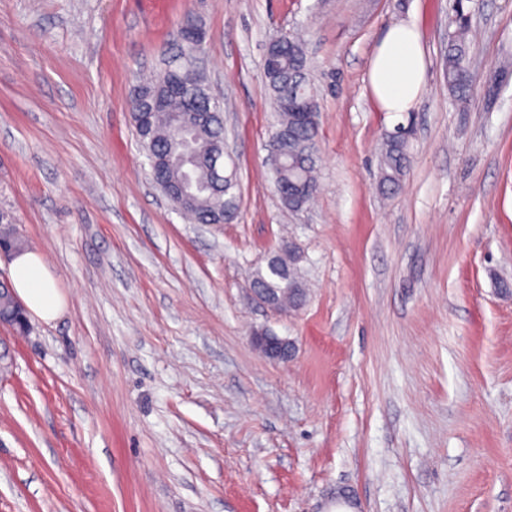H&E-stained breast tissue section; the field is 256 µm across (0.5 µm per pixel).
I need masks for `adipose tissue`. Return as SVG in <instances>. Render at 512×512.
Returning a JSON list of instances; mask_svg holds the SVG:
<instances>
[{
    "instance_id": "1",
    "label": "adipose tissue",
    "mask_w": 512,
    "mask_h": 512,
    "mask_svg": "<svg viewBox=\"0 0 512 512\" xmlns=\"http://www.w3.org/2000/svg\"><path fill=\"white\" fill-rule=\"evenodd\" d=\"M368 84L380 112L403 123L426 90L421 34L414 22L389 26L370 59ZM10 281L26 309L43 320L55 319L64 301L45 259L28 251L15 252Z\"/></svg>"
}]
</instances>
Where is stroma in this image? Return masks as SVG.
Masks as SVG:
<instances>
[{
	"label": "stroma",
	"instance_id": "obj_1",
	"mask_svg": "<svg viewBox=\"0 0 512 512\" xmlns=\"http://www.w3.org/2000/svg\"><path fill=\"white\" fill-rule=\"evenodd\" d=\"M453 0H0V211L65 300L0 326V512H512V0H472L466 107ZM415 21L426 92L400 188L367 63ZM201 25L240 206L193 224L155 186L137 86ZM304 43L315 200L282 208L267 44ZM294 241L306 305L251 292ZM293 340L276 363L252 331ZM454 27L453 30L451 28ZM468 20L460 15L448 24V45L444 55V78L448 93L455 104L464 107L467 103L471 77L467 66L469 43L467 39Z\"/></svg>",
	"mask_w": 512,
	"mask_h": 512
}]
</instances>
